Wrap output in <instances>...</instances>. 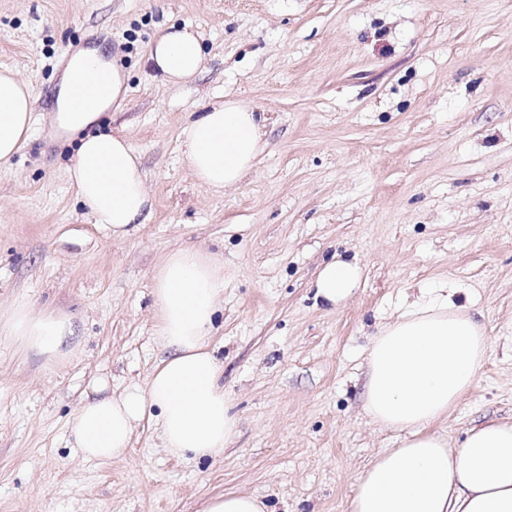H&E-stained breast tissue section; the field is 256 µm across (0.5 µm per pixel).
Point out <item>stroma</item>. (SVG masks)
<instances>
[{"label": "stroma", "instance_id": "35a3bbf8", "mask_svg": "<svg viewBox=\"0 0 512 512\" xmlns=\"http://www.w3.org/2000/svg\"><path fill=\"white\" fill-rule=\"evenodd\" d=\"M195 28L205 61L165 84L161 25ZM102 48L126 95L86 129L141 156L152 211L130 236L100 228L57 138V85ZM34 92L30 137L0 164V313L21 298L72 319L48 361L0 336V512H199L226 491L276 512H348L361 470L399 447L363 392L380 329L442 289L487 336L471 390L435 432L458 441L512 420V0H0V69ZM227 100L265 113V146L215 193L182 163V128ZM224 261L211 345L237 420L224 453L175 459L151 423L124 457L88 462L69 419L90 382L145 389L164 351L152 274L171 250ZM363 271L336 307L314 281L332 256Z\"/></svg>", "mask_w": 512, "mask_h": 512}]
</instances>
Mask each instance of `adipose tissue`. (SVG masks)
I'll list each match as a JSON object with an SVG mask.
<instances>
[{"label":"adipose tissue","instance_id":"obj_1","mask_svg":"<svg viewBox=\"0 0 512 512\" xmlns=\"http://www.w3.org/2000/svg\"><path fill=\"white\" fill-rule=\"evenodd\" d=\"M168 84L193 79L204 63L200 34L191 26H161L148 53ZM124 74L87 50L69 62L55 112L59 131L77 132L97 120L125 92ZM31 88L0 72V163L28 138ZM264 113L228 100L181 131L184 162L208 188L241 182L264 146ZM69 179L98 224L122 238L151 207L140 156L127 138L99 134L82 140ZM358 262L324 263L315 297L335 306L354 292ZM155 331L167 355L145 390L110 395L106 379L91 383V397L69 421L75 448L86 460L126 454L135 427L153 420L175 457L213 459L224 452L236 421L226 406L224 366L210 345V330L224 294V266L195 248L171 251L153 277ZM0 334L48 359L64 352L73 334L69 316L35 310L20 301L0 317ZM487 338L468 307L451 296L414 306L374 336L368 354L365 407L380 424L402 431L400 447L377 454L357 479L351 512H512V421L470 428L458 446L430 429L468 393L481 370Z\"/></svg>","mask_w":512,"mask_h":512}]
</instances>
